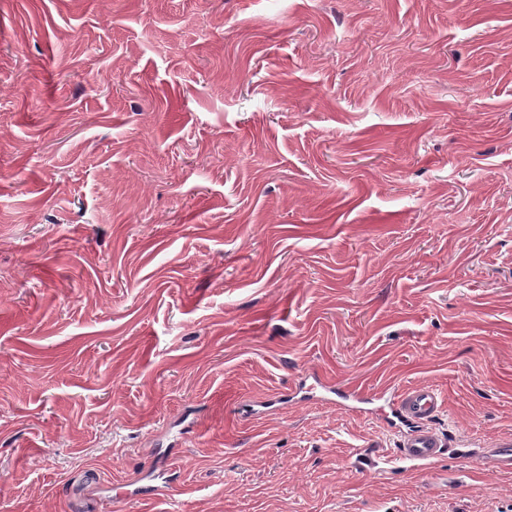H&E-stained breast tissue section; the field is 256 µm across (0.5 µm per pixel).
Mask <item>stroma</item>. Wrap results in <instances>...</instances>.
<instances>
[{"label": "stroma", "mask_w": 512, "mask_h": 512, "mask_svg": "<svg viewBox=\"0 0 512 512\" xmlns=\"http://www.w3.org/2000/svg\"><path fill=\"white\" fill-rule=\"evenodd\" d=\"M509 439L512 0H0V512H512ZM309 379H312L314 383L307 385V381ZM317 386L321 387L327 392L333 394L336 393V395L343 400H352L358 404L370 403L369 400L372 399L369 397V393L365 392V390L360 387H338L335 384L325 382L314 373H309L304 377L299 378L297 382L294 383V386L289 389L293 394L297 395L302 392L315 389ZM379 393L390 394L391 413L401 424L398 426L394 422L395 432L400 436L401 460L413 464H427L446 451H450L447 440L430 427L432 418L439 412L442 404L437 389L428 385H419L401 391L386 387ZM480 464L489 471L512 470V442L506 445L498 444L494 448H488L479 457Z\"/></svg>", "instance_id": "1"}]
</instances>
